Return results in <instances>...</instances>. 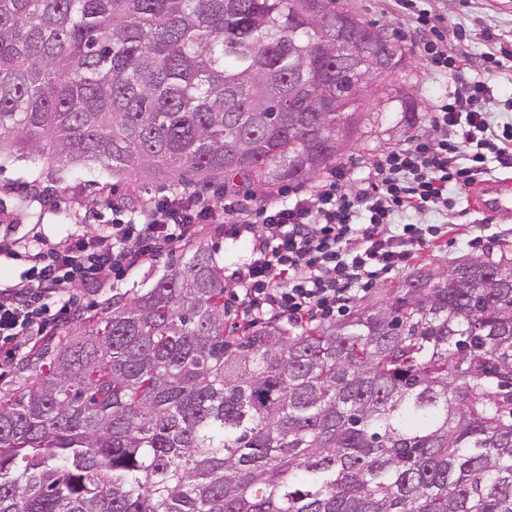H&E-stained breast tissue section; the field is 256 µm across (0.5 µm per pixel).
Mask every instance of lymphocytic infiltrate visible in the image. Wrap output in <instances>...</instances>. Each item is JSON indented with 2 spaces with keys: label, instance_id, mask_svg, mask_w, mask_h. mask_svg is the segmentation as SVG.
<instances>
[{
  "label": "lymphocytic infiltrate",
  "instance_id": "f902f5d3",
  "mask_svg": "<svg viewBox=\"0 0 512 512\" xmlns=\"http://www.w3.org/2000/svg\"><path fill=\"white\" fill-rule=\"evenodd\" d=\"M396 4L420 32L417 48L434 71L468 69L467 56L449 57L445 47L451 37L464 41L462 30H449L427 0ZM497 101L512 111V96L500 99L494 85L455 81L428 116L432 136L378 154L355 191L345 188L350 172L341 167L265 204L237 193L220 208L201 193L175 192L145 207L116 201L111 223L60 243L42 237L23 246L5 225L0 258L21 256L26 265L18 276L0 278V355L18 360L68 324L77 312L73 288L111 291L207 224L223 225L226 238L250 250L231 282L244 320L293 327L345 316L360 292L403 271L427 245V228L398 223V216L447 203L449 187L472 186L493 166L512 165V122H495L488 111Z\"/></svg>",
  "mask_w": 512,
  "mask_h": 512
}]
</instances>
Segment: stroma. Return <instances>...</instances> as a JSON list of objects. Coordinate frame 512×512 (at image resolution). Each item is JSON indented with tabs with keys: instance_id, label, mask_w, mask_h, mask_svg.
Listing matches in <instances>:
<instances>
[{
	"instance_id": "obj_1",
	"label": "stroma",
	"mask_w": 512,
	"mask_h": 512,
	"mask_svg": "<svg viewBox=\"0 0 512 512\" xmlns=\"http://www.w3.org/2000/svg\"><path fill=\"white\" fill-rule=\"evenodd\" d=\"M363 20L383 25L406 49L405 65L385 81L377 82L375 94L367 96L363 117L340 164L353 168L348 186L358 189L376 153L403 146L412 137L431 135L427 114L435 101L451 88V76L434 72L420 56L417 35L400 16L395 0H340ZM435 14L449 27H464L465 48L473 68L467 78L479 76L478 62L490 46L488 34L512 42V0H431ZM169 181L146 182L134 173L123 178L97 164L58 167L18 154L0 156V222L14 225L15 234L38 233L55 242L74 232L89 231L112 221L107 197H132L144 203L176 191ZM403 224L436 225L446 234L423 247L416 265L435 272L448 270L454 261L497 252L502 243L512 244V218L487 220L471 210L469 192L449 187L447 206L399 218ZM190 246L212 251L225 272L249 261L245 243L225 239L205 228L189 241Z\"/></svg>"
}]
</instances>
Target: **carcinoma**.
Segmentation results:
<instances>
[{"instance_id": "cac0c4a2", "label": "carcinoma", "mask_w": 512, "mask_h": 512, "mask_svg": "<svg viewBox=\"0 0 512 512\" xmlns=\"http://www.w3.org/2000/svg\"><path fill=\"white\" fill-rule=\"evenodd\" d=\"M339 17L385 35L338 0H0V154L270 197L356 131ZM224 293L199 248L20 360L0 512H512V256L292 330L238 328Z\"/></svg>"}]
</instances>
